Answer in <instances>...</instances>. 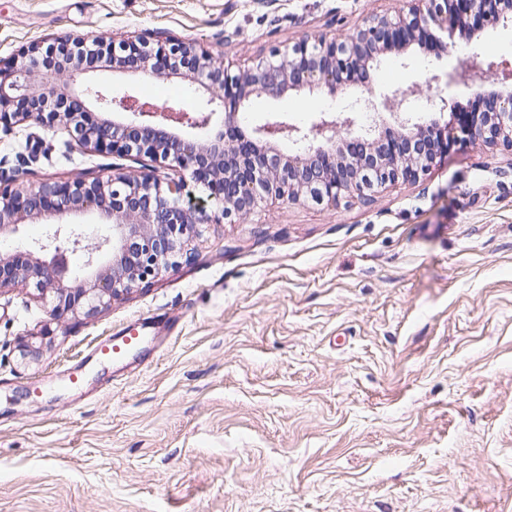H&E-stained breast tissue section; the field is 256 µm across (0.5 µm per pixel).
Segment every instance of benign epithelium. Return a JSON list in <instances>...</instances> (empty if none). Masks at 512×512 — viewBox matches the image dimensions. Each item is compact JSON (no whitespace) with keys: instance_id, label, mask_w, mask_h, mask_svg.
<instances>
[{"instance_id":"benign-epithelium-1","label":"benign epithelium","mask_w":512,"mask_h":512,"mask_svg":"<svg viewBox=\"0 0 512 512\" xmlns=\"http://www.w3.org/2000/svg\"><path fill=\"white\" fill-rule=\"evenodd\" d=\"M505 0H405L394 15L366 18L344 38L305 39L256 58L232 71L216 64L192 41L171 45L147 36L86 38L66 36L45 50L32 48L20 64L0 68V123L35 119L62 127L80 148L106 154L145 156L158 167L189 169L205 197H183L185 182L154 174L113 173L92 181H44L22 191L0 180V237L19 232L26 217L43 218L52 229L30 247L0 255V288L32 286L53 293L51 315L61 319L80 311L100 313L168 267L195 257L191 242L202 224L242 216L274 200L336 203L349 194L364 199L399 182H414L448 150V124L437 118L415 121L409 94L375 87L370 70L390 51L408 49L431 35L430 26L459 28L472 41L469 22L512 26ZM91 45L101 68L133 70L143 76L181 75L204 90L192 110L140 101L128 93L76 77L93 73L83 48ZM473 92L485 103L480 112L460 117L473 138L512 151V89L495 88L496 65ZM467 81L456 69H440L431 82L451 88ZM365 87L363 110L374 124L393 117L400 131L359 143L367 151L346 152L356 125L346 114L322 111L308 128L280 112H269L251 134L237 122L251 97L277 98L288 91L324 90L334 98L349 87ZM288 141L297 153L278 144ZM94 211L112 228L93 246L85 244L82 223L72 220ZM112 253L103 265L100 256ZM82 257L85 277L71 279L70 261Z\"/></svg>"}]
</instances>
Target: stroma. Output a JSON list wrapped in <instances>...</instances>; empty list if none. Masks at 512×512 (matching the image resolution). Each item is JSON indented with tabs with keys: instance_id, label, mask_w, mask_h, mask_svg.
I'll return each instance as SVG.
<instances>
[{
	"instance_id": "1",
	"label": "stroma",
	"mask_w": 512,
	"mask_h": 512,
	"mask_svg": "<svg viewBox=\"0 0 512 512\" xmlns=\"http://www.w3.org/2000/svg\"><path fill=\"white\" fill-rule=\"evenodd\" d=\"M403 0H0V63L65 33L189 39L235 66L306 36L343 37ZM373 82L415 112L446 95L448 152L365 201H276L200 227L197 258L102 313L51 319L53 298L0 291V512H512V152L461 134L484 80L512 83V28ZM468 84H430L434 69ZM114 89L191 108L179 77L96 72ZM253 98L311 125L364 95ZM37 162L17 187L92 180L142 163L87 151L60 128L0 129V157ZM119 359L97 345L129 328ZM79 372L80 386L69 382Z\"/></svg>"
}]
</instances>
